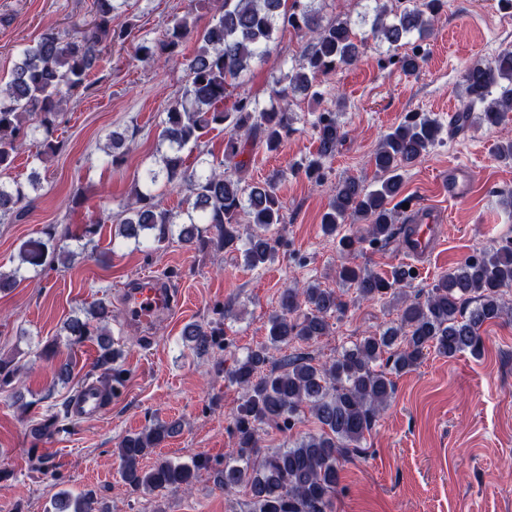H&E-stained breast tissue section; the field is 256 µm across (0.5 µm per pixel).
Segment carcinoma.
Segmentation results:
<instances>
[{
    "label": "carcinoma",
    "mask_w": 512,
    "mask_h": 512,
    "mask_svg": "<svg viewBox=\"0 0 512 512\" xmlns=\"http://www.w3.org/2000/svg\"><path fill=\"white\" fill-rule=\"evenodd\" d=\"M315 0H221L220 8L200 29L189 15L173 19L155 40L137 48L142 61L179 57L177 48L191 37L202 42L197 53L182 58L187 83L181 100L161 121L158 167L148 168L134 185L133 199L118 214V235L157 248L176 238L204 251L210 247L242 251L251 268L274 260L280 238L276 226L283 222L277 177L262 183L246 180L249 155L258 147L276 152L295 131L288 112V89L316 93L318 80L341 66L358 61L366 38L358 36L348 17L323 22ZM372 33L397 48L417 33L425 38L446 0H373ZM91 22L65 39L50 27L24 49L10 80L0 86V172L11 167L22 151L36 148L40 160L58 149L53 140L62 103L89 87L92 68L105 61V50L123 39L125 26H114L118 0H94ZM290 27L306 39L299 60L277 80L287 86L276 91L277 103L264 106L239 96L224 108L228 87L248 71L251 62L267 51L275 34ZM424 57L417 46L397 57L401 71L419 73ZM463 108L457 123L466 127L472 118L498 126L512 113V50L501 51L489 62L477 61L465 73ZM226 131L224 156L204 157L202 139L211 130ZM313 129L318 148L300 164L306 177L324 180V161L332 157L347 136L336 111L319 113ZM442 126L427 115L412 112L385 134L371 157L379 183L366 188L354 178L336 184L322 214L324 235L337 241L341 254L355 252L364 242L386 246L404 227L396 224L390 203L404 190L403 171L440 140ZM193 164H187L189 157ZM189 191L186 221L162 206L154 187L159 182ZM28 197L24 184L0 180V221L18 210ZM366 223L365 234L348 230L346 221ZM101 220L84 225L81 234L69 228L47 226L42 236L23 243L18 264L0 270V292L14 288L27 274L67 266L73 239L94 242ZM338 278L354 289L361 301L386 298L400 304L398 319L380 332L342 346L336 359L318 364L304 352L294 351L277 362L271 352L315 341L330 331L329 318L348 308L342 295L314 283L289 287L282 293L280 309L268 318L264 343L249 349L227 372L228 380L244 391L233 419L234 445L217 470L216 484L230 492L244 487L251 500L249 512H334L340 483L341 460L361 448L395 395L393 377L413 370L428 350L453 358L463 352H480V330L490 321L512 318V238L490 252L467 259L442 274L429 288L409 297L411 269L400 266L386 277L349 262L340 265ZM112 305L99 300L85 308V316L65 325L71 347L96 341L95 368L107 377L108 388L123 382L122 370L113 366L115 352L109 322ZM182 336L189 349L205 354L224 349V320L191 323ZM17 374L15 362L0 359V392H7ZM319 425L312 433L290 434L278 448L264 452L262 435L269 428L292 431L306 416ZM179 424L155 420L125 435L114 454L122 480L134 492L188 489L200 471L209 468L205 458L189 462L163 460L153 466L143 460L177 431ZM54 512H107L92 490L75 497L51 498Z\"/></svg>",
    "instance_id": "1"
}]
</instances>
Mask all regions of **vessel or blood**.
<instances>
[{
  "label": "vessel or blood",
  "mask_w": 512,
  "mask_h": 512,
  "mask_svg": "<svg viewBox=\"0 0 512 512\" xmlns=\"http://www.w3.org/2000/svg\"><path fill=\"white\" fill-rule=\"evenodd\" d=\"M449 198L456 199L468 194L469 178L465 169L452 167L448 170ZM406 221L414 227L408 244L411 256L422 257L434 252L437 247L444 213L422 204H409L405 210ZM123 315L128 325L147 329L172 306L173 294L164 281L155 279L153 274H142L138 281L122 292ZM103 398L98 387L85 385L73 399L70 412L78 418H94L103 411Z\"/></svg>",
  "instance_id": "obj_1"
}]
</instances>
